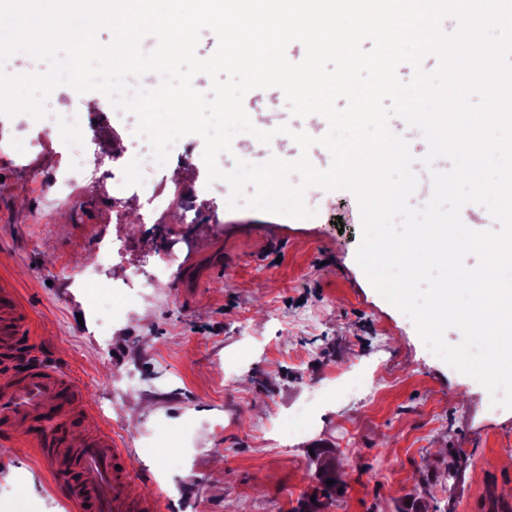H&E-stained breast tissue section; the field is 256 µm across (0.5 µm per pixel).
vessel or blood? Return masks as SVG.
Returning <instances> with one entry per match:
<instances>
[{
	"mask_svg": "<svg viewBox=\"0 0 512 512\" xmlns=\"http://www.w3.org/2000/svg\"><path fill=\"white\" fill-rule=\"evenodd\" d=\"M29 314L11 286L0 285V434L26 428L42 468L77 512H157L154 497L125 487V449L93 415L82 388L55 366L34 360Z\"/></svg>",
	"mask_w": 512,
	"mask_h": 512,
	"instance_id": "vessel-or-blood-1",
	"label": "vessel or blood"
}]
</instances>
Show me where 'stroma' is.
<instances>
[{
  "mask_svg": "<svg viewBox=\"0 0 512 512\" xmlns=\"http://www.w3.org/2000/svg\"><path fill=\"white\" fill-rule=\"evenodd\" d=\"M245 111L264 130L281 125L316 137L309 152L277 138L276 155H308L328 169L319 114L293 116L281 89L251 90ZM97 146L86 166L96 188L79 199L34 191L29 169H50L56 144L34 154L38 125L19 113L0 134L29 148L25 164L0 154V282L16 288L45 361L71 375L129 451L128 495H153L158 512H471L488 487L512 499V410L491 415L474 379L430 353L413 322L384 299L356 261L357 196L312 186L313 216L231 209L223 181L208 182L203 139L186 135L192 162L174 170L205 214L182 225L170 276L131 289L121 317L100 334L77 277L98 235L122 237L108 280L146 275L161 238L151 224H116L100 192L112 159L147 149L112 126V103L94 108ZM223 281L202 276L213 258ZM380 366L369 401L333 395L350 363ZM140 386L117 398L114 379ZM314 401L313 427L281 438L295 408ZM333 490H325L326 481ZM74 512L51 484L26 429L0 437V512Z\"/></svg>",
  "mask_w": 512,
  "mask_h": 512,
  "instance_id": "1",
  "label": "stroma"
}]
</instances>
